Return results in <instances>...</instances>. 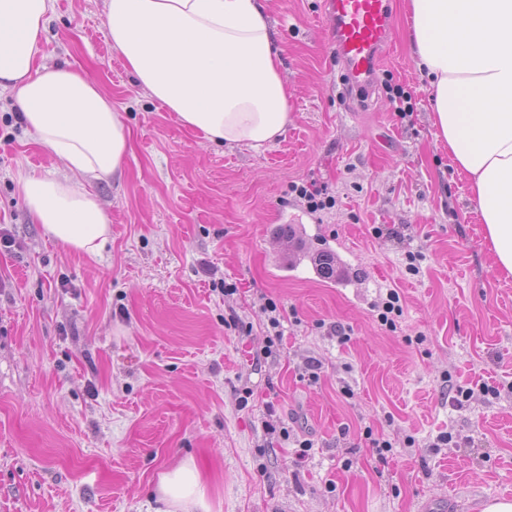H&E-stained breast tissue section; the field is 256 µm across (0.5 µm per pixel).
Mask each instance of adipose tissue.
Segmentation results:
<instances>
[{"mask_svg": "<svg viewBox=\"0 0 512 512\" xmlns=\"http://www.w3.org/2000/svg\"><path fill=\"white\" fill-rule=\"evenodd\" d=\"M50 0H0V94L20 107L63 173H21L38 224L73 250L97 254L110 219L71 181L113 177L124 124L94 80L39 63ZM411 53L430 83L436 136L465 173L494 267L512 276V0H408ZM109 36L138 85L213 143L259 148L288 125L264 0H105ZM156 512H210L192 461L165 472Z\"/></svg>", "mask_w": 512, "mask_h": 512, "instance_id": "1", "label": "adipose tissue"}]
</instances>
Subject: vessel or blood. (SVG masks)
Segmentation results:
<instances>
[{
  "label": "vessel or blood",
  "instance_id": "1",
  "mask_svg": "<svg viewBox=\"0 0 512 512\" xmlns=\"http://www.w3.org/2000/svg\"><path fill=\"white\" fill-rule=\"evenodd\" d=\"M323 8L348 84L370 91L395 27L389 0H323Z\"/></svg>",
  "mask_w": 512,
  "mask_h": 512
}]
</instances>
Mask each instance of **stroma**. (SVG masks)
<instances>
[{
    "instance_id": "stroma-1",
    "label": "stroma",
    "mask_w": 512,
    "mask_h": 512,
    "mask_svg": "<svg viewBox=\"0 0 512 512\" xmlns=\"http://www.w3.org/2000/svg\"><path fill=\"white\" fill-rule=\"evenodd\" d=\"M405 2L393 0L379 87L342 101L322 0H267L290 117L256 151L207 142L151 99L111 44L105 0H53L43 62L98 82L129 148L115 177L79 179L112 234L98 254L74 251L31 218L18 172L61 169L0 95V232L13 240L0 249V512H148L161 474L187 459L212 512L512 501V277L493 269L470 183L436 137ZM389 78L413 95L412 125L385 97ZM301 180L326 185L335 207L295 202ZM287 221L302 224L305 250L345 259L352 283L288 271ZM410 251L422 254L415 276ZM221 281L236 294L214 291ZM385 288L402 299L394 332L373 311ZM265 296L296 314L269 357ZM332 324L350 328L347 344ZM419 333L425 343H410ZM310 357L323 364L314 384ZM449 380L502 394L457 409ZM368 429L415 445L379 461ZM446 431L452 442L435 447Z\"/></svg>"
}]
</instances>
